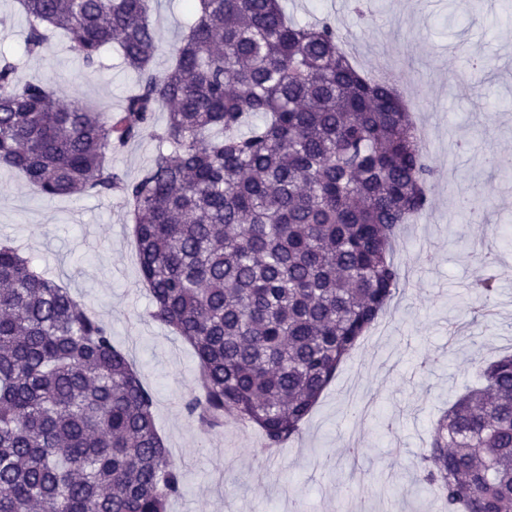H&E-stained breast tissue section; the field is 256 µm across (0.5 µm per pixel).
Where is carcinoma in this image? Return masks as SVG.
<instances>
[{
  "label": "carcinoma",
  "mask_w": 512,
  "mask_h": 512,
  "mask_svg": "<svg viewBox=\"0 0 512 512\" xmlns=\"http://www.w3.org/2000/svg\"><path fill=\"white\" fill-rule=\"evenodd\" d=\"M21 5L28 54L63 32L87 67L115 49L136 84L106 113L0 63V165L40 198L119 195L149 317L199 362L188 413L285 444L392 299L397 230L429 207L401 92L352 64L330 18L290 21L281 0H195L163 71L151 0ZM146 136L130 179L112 154ZM470 288L497 291L489 274ZM481 378L421 455L443 512H512V355ZM153 405L109 328L1 240L0 512H167L183 472Z\"/></svg>",
  "instance_id": "1"
}]
</instances>
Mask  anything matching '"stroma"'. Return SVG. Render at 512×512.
I'll return each instance as SVG.
<instances>
[{"mask_svg":"<svg viewBox=\"0 0 512 512\" xmlns=\"http://www.w3.org/2000/svg\"><path fill=\"white\" fill-rule=\"evenodd\" d=\"M371 23L337 10L335 0H282L301 21L340 20L360 42V62H385L415 121L426 125L437 170L430 206L403 225L394 251L400 285L382 318L385 329L360 342L338 369L298 436L272 454L261 435L233 419L211 429L185 403L197 390L191 347L147 314L131 225L115 197H37L22 175L0 168V238L11 239L71 293L127 354L154 396V417L185 492L168 512H438L419 482L420 457L441 412L479 368L512 353V174L490 158L512 146V10L505 0H374ZM462 20L448 26L449 12ZM187 16V0H160L151 20L160 40L157 70ZM18 0H0V54L22 75L51 83L62 99L119 108L134 77L114 53L89 68L52 45L28 56ZM488 70L462 75L468 55ZM459 140L474 143L456 154ZM489 201L488 221L470 224L456 210L461 193ZM495 252L494 315L472 318L482 299L469 288L477 255ZM469 323L470 341L448 337L449 322ZM361 450L349 460L350 443Z\"/></svg>","mask_w":512,"mask_h":512,"instance_id":"obj_1","label":"stroma"}]
</instances>
